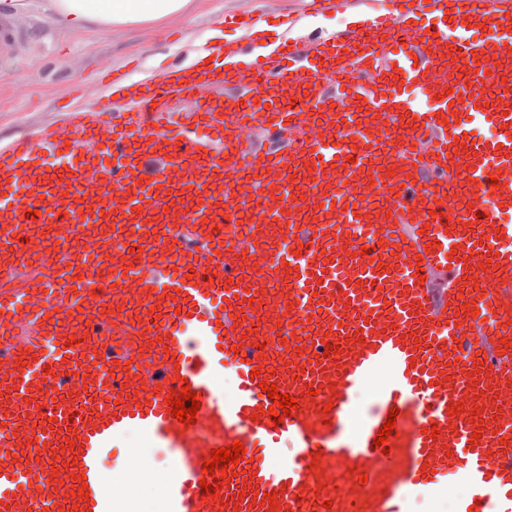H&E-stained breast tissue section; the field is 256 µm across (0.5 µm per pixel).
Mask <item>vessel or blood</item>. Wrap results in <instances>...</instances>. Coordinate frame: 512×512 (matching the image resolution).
<instances>
[{
  "mask_svg": "<svg viewBox=\"0 0 512 512\" xmlns=\"http://www.w3.org/2000/svg\"><path fill=\"white\" fill-rule=\"evenodd\" d=\"M306 2L357 20L308 39L292 19L265 44L224 13L232 35L208 58L137 80L101 62L60 123L0 146V335L28 326L5 380L22 411L0 424L31 457L0 467V512L50 506L32 482L78 512H131L101 465L131 430L123 465L172 453L165 512H268L267 493L279 512H403L414 491L512 512V0ZM17 42L0 19V67ZM176 99L193 110L176 117ZM228 208L245 226L231 243L212 230ZM124 234L138 263L112 246ZM100 282L111 302L90 296ZM104 312L149 336L154 384L101 362ZM51 369L77 397L49 388ZM268 381L299 401L284 422ZM186 386L202 395L189 425L164 403ZM236 441L228 488L205 498L204 460Z\"/></svg>",
  "mask_w": 512,
  "mask_h": 512,
  "instance_id": "b4317fda",
  "label": "vessel or blood"
}]
</instances>
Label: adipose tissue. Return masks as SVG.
I'll use <instances>...</instances> for the list:
<instances>
[{"instance_id": "adipose-tissue-1", "label": "adipose tissue", "mask_w": 512, "mask_h": 512, "mask_svg": "<svg viewBox=\"0 0 512 512\" xmlns=\"http://www.w3.org/2000/svg\"><path fill=\"white\" fill-rule=\"evenodd\" d=\"M43 7L57 19L112 30L185 17L193 0H45Z\"/></svg>"}]
</instances>
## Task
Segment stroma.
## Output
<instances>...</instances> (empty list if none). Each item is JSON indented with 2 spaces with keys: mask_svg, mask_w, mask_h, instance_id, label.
<instances>
[{
  "mask_svg": "<svg viewBox=\"0 0 512 512\" xmlns=\"http://www.w3.org/2000/svg\"><path fill=\"white\" fill-rule=\"evenodd\" d=\"M300 2L196 0L183 18L111 32L58 22L37 7L12 14L20 38L15 64L8 76H0V143L36 137L43 127L61 120L72 104V86L94 83L100 57H111L121 70L136 61L143 72L160 73L187 61L198 45L219 40L224 11L246 10L263 22L277 23L299 9Z\"/></svg>",
  "mask_w": 512,
  "mask_h": 512,
  "instance_id": "1",
  "label": "stroma"
}]
</instances>
